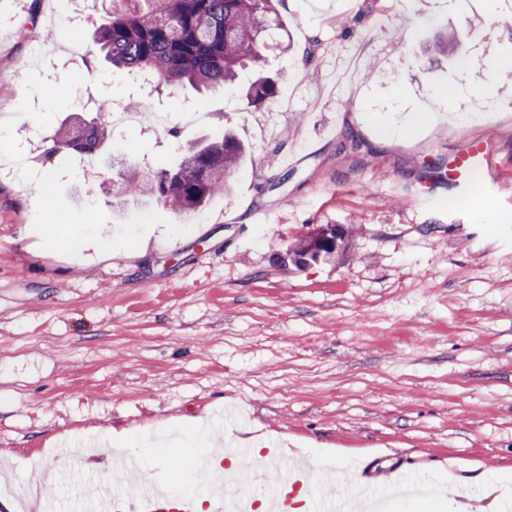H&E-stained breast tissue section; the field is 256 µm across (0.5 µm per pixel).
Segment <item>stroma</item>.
I'll return each mask as SVG.
<instances>
[{
  "instance_id": "1",
  "label": "stroma",
  "mask_w": 512,
  "mask_h": 512,
  "mask_svg": "<svg viewBox=\"0 0 512 512\" xmlns=\"http://www.w3.org/2000/svg\"><path fill=\"white\" fill-rule=\"evenodd\" d=\"M86 0H0V161L36 157L63 118L112 95L139 124L108 149L157 169L232 129L248 154L232 186L183 224L131 195L115 215L111 166L59 157L47 191L0 179V459L13 493L40 477L52 512H79L91 479L76 451L114 452L129 432L146 476L196 489L189 466L213 431L259 446L241 492L265 484L262 453L304 460L314 489L392 456L427 497L385 512H503L512 493V0H279L267 73L277 96L243 98L255 73L197 92L145 85L93 41L99 0L77 43L63 35ZM454 29L456 57L433 51ZM460 89L446 100L448 89ZM481 141L492 162L467 188L437 178ZM293 162L284 165L283 153ZM28 224L112 229V254L79 267ZM352 230L330 262L283 266L318 228Z\"/></svg>"
}]
</instances>
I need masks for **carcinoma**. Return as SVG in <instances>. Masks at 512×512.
Instances as JSON below:
<instances>
[{"instance_id":"obj_1","label":"carcinoma","mask_w":512,"mask_h":512,"mask_svg":"<svg viewBox=\"0 0 512 512\" xmlns=\"http://www.w3.org/2000/svg\"><path fill=\"white\" fill-rule=\"evenodd\" d=\"M280 26L274 0H112L111 19L96 30L95 42L113 67L145 74L166 87L189 84L212 89L235 83L246 65L263 70L266 35ZM277 94V84L261 78L246 91L250 104ZM112 99L104 98L77 138L62 126L40 156L51 171L56 158L71 151L94 157L112 132ZM244 146L231 134L188 148L173 167L147 171L136 161L116 163L112 197L129 193L154 200L176 214L202 208L229 189L243 161ZM349 249L348 231L321 248L329 261Z\"/></svg>"}]
</instances>
